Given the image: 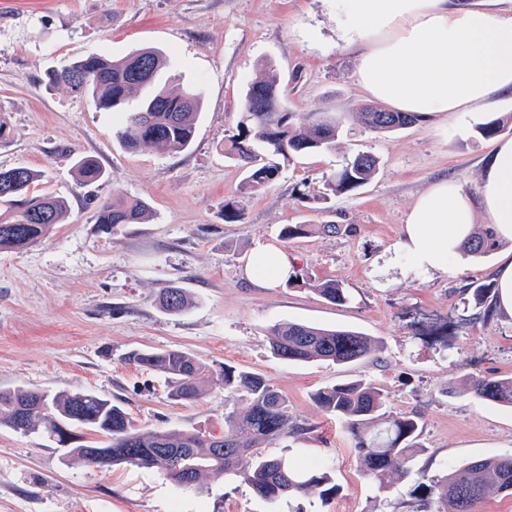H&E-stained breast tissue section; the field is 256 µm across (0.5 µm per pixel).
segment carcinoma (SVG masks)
Returning <instances> with one entry per match:
<instances>
[{
	"mask_svg": "<svg viewBox=\"0 0 512 512\" xmlns=\"http://www.w3.org/2000/svg\"><path fill=\"white\" fill-rule=\"evenodd\" d=\"M168 59L154 48H141L123 57L91 54L74 59L46 74L47 85H63L71 93L86 97L99 110L123 115L117 136L132 151L142 147L181 152L193 142L202 108L201 94L193 87L177 90L158 86ZM281 99L277 75L269 71L265 79L244 91V112L235 133L224 140V157L247 168L246 187L259 190L275 182L282 163L296 154L320 152L336 140L339 122L317 113L299 115L282 105L277 112L263 111L255 103ZM423 116L408 112H364L362 120L374 132H390L413 125ZM377 160L369 154L357 156L326 182L333 195L354 191L367 183ZM78 180L99 181L104 172L95 161L79 157L74 164ZM44 173L26 166L0 169V251H17L46 238L55 225L64 221L66 200L39 188ZM149 207L138 197L114 199L101 204L95 223L113 234L125 224L146 220ZM500 245L492 224L468 238L463 249L473 257H485ZM320 295L334 304L347 301V289L336 280L314 285ZM160 304L170 314H182L192 305L180 287L166 289ZM272 355L287 362L324 361L347 364L362 361L380 352L379 342L357 331L324 328L298 322L272 326L269 337ZM128 359L139 366L165 374L171 399L195 402L205 392L208 378L229 393H244L249 404L243 411L224 415V433L204 435L188 430H148L132 428L124 407L110 398L89 392L46 391L25 387L0 389V427L24 434L45 430L56 444L63 433L91 430L101 441L67 446L91 463L90 450L112 449V464L156 468L175 483L180 473L190 475L187 486L210 473L233 474L248 483L261 497L276 502L284 497L317 494L327 499L339 491L319 466L299 467L288 455H267L260 444L309 432L296 422L288 399L263 376L226 366L214 374L194 356L179 350L132 351ZM464 390L475 397L512 407V377L472 376ZM313 400L326 415L335 418L355 438L360 469L378 491L388 492L410 474L406 463L423 448L422 426L411 415L386 414L387 396L373 381L360 378L317 391ZM440 508L437 512H472L473 506L491 493L512 491V456L481 458L454 467L431 485Z\"/></svg>",
	"mask_w": 512,
	"mask_h": 512,
	"instance_id": "cac0c4a2",
	"label": "carcinoma"
}]
</instances>
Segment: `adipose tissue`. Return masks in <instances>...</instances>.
Listing matches in <instances>:
<instances>
[{"instance_id": "adipose-tissue-1", "label": "adipose tissue", "mask_w": 512, "mask_h": 512, "mask_svg": "<svg viewBox=\"0 0 512 512\" xmlns=\"http://www.w3.org/2000/svg\"><path fill=\"white\" fill-rule=\"evenodd\" d=\"M347 2L343 38L359 49L357 82L372 99L401 112L467 119L512 98V17L460 10L451 0ZM478 196L471 201L443 179L417 197L400 241L416 268L454 274L478 207L512 240V139L488 153ZM293 272L283 249L261 246L251 255L250 279L274 284Z\"/></svg>"}]
</instances>
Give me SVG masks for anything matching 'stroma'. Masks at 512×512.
<instances>
[{
  "instance_id": "stroma-1",
  "label": "stroma",
  "mask_w": 512,
  "mask_h": 512,
  "mask_svg": "<svg viewBox=\"0 0 512 512\" xmlns=\"http://www.w3.org/2000/svg\"><path fill=\"white\" fill-rule=\"evenodd\" d=\"M340 22L336 0H0V107L15 131L0 146V168L45 171L49 190L70 206L43 242L0 252V387L90 391L120 401L140 431L222 434L225 413L246 407L245 397L210 387L186 405L169 398L162 374L127 359L134 349L184 351L211 370L229 365L269 380L310 432L270 441L266 453L323 462L340 487L326 500L275 503L233 476L186 489L158 470L91 466L46 433L0 427V512H436L427 485L447 467L512 455V409L462 388L469 376H512V318L473 296L474 286L492 283L512 241L484 258L462 256L454 276L413 269L399 248L410 206L440 178L477 198L491 145L479 127L498 121L512 137V107L467 124L451 112L372 132L356 117L370 100ZM145 47L169 54V74L202 94L193 143L182 152H129L118 115L45 86L46 72L64 60ZM269 64L289 111L332 115L341 127L335 149L293 157L273 185L249 191L246 170L222 145L241 118L244 87ZM359 153L377 158L372 178L324 196L325 182ZM79 156L99 162L101 181H76ZM120 196L145 200L149 217L105 234L96 208ZM229 202L240 221L225 222ZM286 224L315 230L284 241ZM324 224L338 233H322ZM263 244L288 253L304 287L247 277L248 257ZM326 280L342 282L349 302L334 305L314 291ZM171 286L192 300L183 314L159 305ZM448 320L455 328L447 343L421 340ZM284 322L348 328L382 350L345 365L284 362L269 345L271 327ZM359 378L385 391L389 414L424 423L410 478L387 493L361 474L352 435L312 399Z\"/></svg>"
}]
</instances>
